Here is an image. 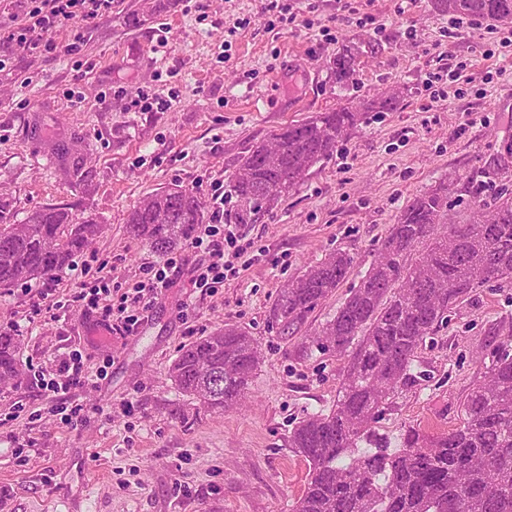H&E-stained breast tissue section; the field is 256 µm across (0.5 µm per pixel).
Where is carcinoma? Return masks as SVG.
<instances>
[{
  "label": "carcinoma",
  "mask_w": 512,
  "mask_h": 512,
  "mask_svg": "<svg viewBox=\"0 0 512 512\" xmlns=\"http://www.w3.org/2000/svg\"><path fill=\"white\" fill-rule=\"evenodd\" d=\"M450 14L491 25L512 23V0H434ZM358 56L336 54L330 74L347 85ZM397 92L357 105L314 112L269 137L251 142L237 157L230 180L231 224H255L310 170L333 156L341 138L370 112H393ZM75 136L50 143L63 174L83 194L93 171L76 155ZM496 159L464 178L447 179L407 205L381 242L378 260L350 291L336 315L310 337L322 352L347 357L336 402L328 412L300 419L288 447L308 466V481L291 512H512V324L502 333L482 380L465 396L459 423L445 433L415 428L401 445L363 442L375 436L399 390L409 387L418 351L453 310L487 283L512 288V189ZM469 214L448 221V210ZM10 200L0 196V288L46 279L62 271L96 239L101 224L91 215L73 218L71 208L39 207L12 233ZM204 220L197 192L179 185L144 197L130 212V234L159 252L191 240ZM354 257L341 249L288 283L270 319L281 333L300 328L338 288ZM261 363L249 332L237 325L201 336L180 350L170 368L174 385L204 398L211 409L237 403ZM14 337L0 330V381L18 377ZM349 462H343V459Z\"/></svg>",
  "instance_id": "1"
}]
</instances>
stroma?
Wrapping results in <instances>:
<instances>
[{
	"label": "stroma",
	"instance_id": "1",
	"mask_svg": "<svg viewBox=\"0 0 512 512\" xmlns=\"http://www.w3.org/2000/svg\"><path fill=\"white\" fill-rule=\"evenodd\" d=\"M142 0H118L109 18L62 28L56 42L77 54L20 55L0 73V194L15 219L75 202L102 230L92 247L51 278L0 289V329L15 334L22 374L0 384V512H289L308 469L288 446L294 422L328 411L345 358L307 352L306 338L333 317L377 256L401 210L451 175H466L512 147V24L491 25L434 8L432 0H167L130 28ZM166 46H159L158 33ZM355 45L361 65L349 86L329 64ZM459 71L446 94L433 79ZM168 100L142 111L137 89ZM402 91L396 111L369 114L334 155L254 224L235 225L248 257L226 248L215 288L190 281L206 255L190 246L172 285L137 332L122 336L84 314L71 295L103 288L121 304L162 267L166 254L134 239L126 220L145 196L178 184L210 201L227 190L249 142L315 112ZM42 137L72 131L87 149L94 189L80 196ZM354 257L344 283L295 333L272 328L288 282L326 254ZM61 302L37 312L43 298ZM512 321V293L481 288L418 352L419 383L394 398L378 424L398 443L410 427L436 434L459 421ZM227 324L246 328L263 359L241 401L214 412L181 393L169 367L184 345ZM80 358L91 383L71 391L87 412L66 424L38 367Z\"/></svg>",
	"mask_w": 512,
	"mask_h": 512
}]
</instances>
